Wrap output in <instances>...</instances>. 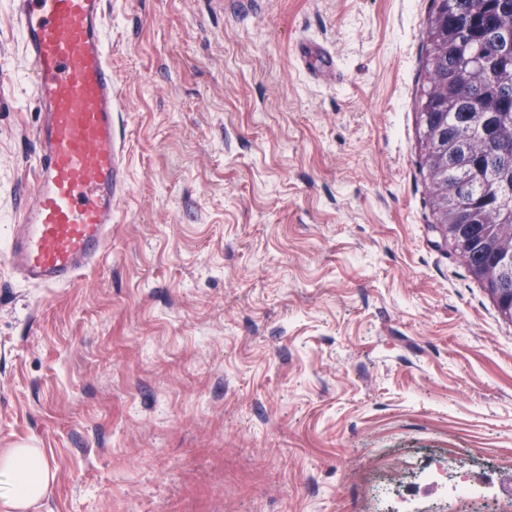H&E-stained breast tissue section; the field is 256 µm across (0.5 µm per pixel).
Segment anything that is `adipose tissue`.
I'll return each mask as SVG.
<instances>
[{
    "label": "adipose tissue",
    "instance_id": "1",
    "mask_svg": "<svg viewBox=\"0 0 512 512\" xmlns=\"http://www.w3.org/2000/svg\"><path fill=\"white\" fill-rule=\"evenodd\" d=\"M54 480L40 449L13 448L0 454V512H28L48 497Z\"/></svg>",
    "mask_w": 512,
    "mask_h": 512
}]
</instances>
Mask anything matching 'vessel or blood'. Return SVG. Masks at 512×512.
I'll return each mask as SVG.
<instances>
[{"mask_svg": "<svg viewBox=\"0 0 512 512\" xmlns=\"http://www.w3.org/2000/svg\"><path fill=\"white\" fill-rule=\"evenodd\" d=\"M104 2L14 0L38 123L35 189L12 228L8 261L34 285L72 283L101 262L113 202L126 185ZM298 56L318 73L336 72V57L323 46L301 43Z\"/></svg>", "mask_w": 512, "mask_h": 512, "instance_id": "obj_1", "label": "vessel or blood"}]
</instances>
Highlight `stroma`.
<instances>
[{
	"label": "stroma",
	"instance_id": "35a3bbf8",
	"mask_svg": "<svg viewBox=\"0 0 512 512\" xmlns=\"http://www.w3.org/2000/svg\"><path fill=\"white\" fill-rule=\"evenodd\" d=\"M430 5L105 0L127 186L102 262L46 288L3 249L37 109L0 0V451L56 471L31 512H512V321L419 167ZM298 56L307 68L311 67L323 75H336V56L325 47L312 42H302Z\"/></svg>",
	"mask_w": 512,
	"mask_h": 512
}]
</instances>
